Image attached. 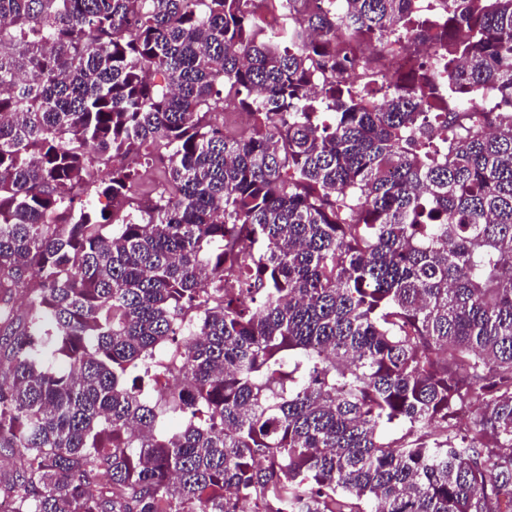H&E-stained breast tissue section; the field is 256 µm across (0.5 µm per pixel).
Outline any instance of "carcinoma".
<instances>
[{"mask_svg":"<svg viewBox=\"0 0 512 512\" xmlns=\"http://www.w3.org/2000/svg\"><path fill=\"white\" fill-rule=\"evenodd\" d=\"M268 2L0 0L11 512H512V0ZM163 167L160 164L150 165L141 169L138 177V197L146 200L152 189L161 180Z\"/></svg>","mask_w":512,"mask_h":512,"instance_id":"obj_1","label":"carcinoma"}]
</instances>
